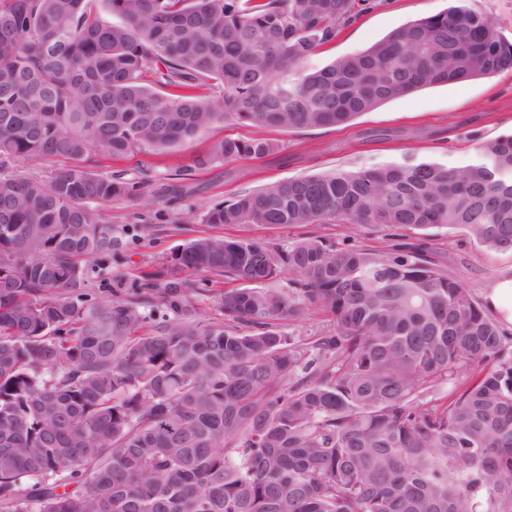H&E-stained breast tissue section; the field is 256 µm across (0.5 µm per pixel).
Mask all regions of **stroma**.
Listing matches in <instances>:
<instances>
[{"instance_id":"1","label":"stroma","mask_w":512,"mask_h":512,"mask_svg":"<svg viewBox=\"0 0 512 512\" xmlns=\"http://www.w3.org/2000/svg\"><path fill=\"white\" fill-rule=\"evenodd\" d=\"M451 0H369L355 21L335 40L322 46L311 65L322 67L335 58L365 49L416 18L447 9ZM256 134L247 124L229 120L203 131L193 142L159 156L143 149L118 160L101 159L102 173H122L136 181L163 177L168 168L186 163L223 138L247 140ZM512 134V70L462 84L441 85L392 100L360 114L347 124L296 131H267L275 151L261 159H226L196 173L182 200L145 208L112 201L106 215L126 229L127 262L112 266L105 277H90L87 286L107 298L113 289L171 259L189 239L201 235L251 238L288 248L298 238L316 235L342 239L341 224L285 225L204 224L203 210L255 192L278 180L330 173L370 163H398L411 155L421 161L459 166L468 163L479 142ZM149 224L148 235L137 232ZM438 254L476 293H484L500 275L512 274L511 252H488L459 233L439 230L431 238Z\"/></svg>"}]
</instances>
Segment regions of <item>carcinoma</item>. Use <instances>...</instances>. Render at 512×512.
Masks as SVG:
<instances>
[{"mask_svg": "<svg viewBox=\"0 0 512 512\" xmlns=\"http://www.w3.org/2000/svg\"><path fill=\"white\" fill-rule=\"evenodd\" d=\"M0 0V512H512V346L411 233L512 252V135L462 166L417 161L279 180L204 224L391 231L380 252L198 236L95 301L124 257L105 208L176 200L194 171L261 159L221 139L155 181L92 152L167 151L226 120L343 125L406 94L512 70V43L462 0L322 68L356 0ZM222 92L221 104L207 92ZM296 273L275 288L282 267ZM213 300L224 320L205 319ZM316 310L304 342L284 322ZM468 373L460 382L457 376ZM330 318L320 312H313L306 321L297 322L293 325L283 327V331L290 336L307 338L310 336H319L330 326Z\"/></svg>", "mask_w": 512, "mask_h": 512, "instance_id": "cac0c4a2", "label": "carcinoma"}]
</instances>
